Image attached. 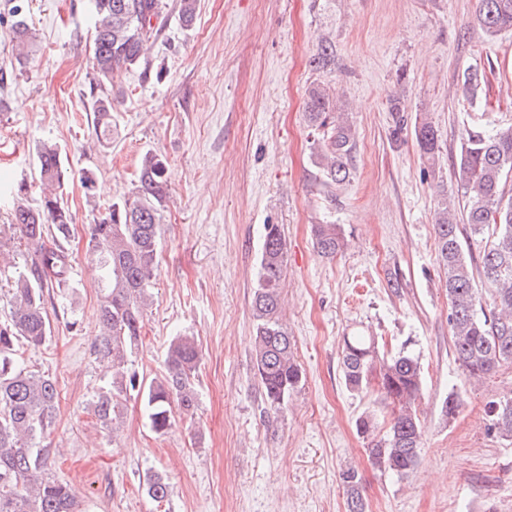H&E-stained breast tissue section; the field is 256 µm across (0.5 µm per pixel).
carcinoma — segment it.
<instances>
[{"mask_svg": "<svg viewBox=\"0 0 512 512\" xmlns=\"http://www.w3.org/2000/svg\"><path fill=\"white\" fill-rule=\"evenodd\" d=\"M197 0H174L178 19L193 23ZM164 0H90L95 19L93 70L113 81L135 65L151 69L147 43L162 30ZM475 22L490 37L512 30V0H478ZM9 37L15 43L16 61L25 64L32 53V36L25 14L13 10ZM334 44L324 41L311 56L310 66L326 70L334 61ZM345 103L327 86L309 91L305 118L317 136L313 163L324 183L341 185L349 180L355 136L344 113ZM95 136L105 143L112 137V95L95 100ZM421 154L436 162L439 152L434 127L422 122L414 127ZM42 197L36 208L17 203L11 224L29 249L26 264L6 295L9 317L0 322V512H83L73 487L45 476L49 448L41 445L53 425L58 391L47 375L19 365L20 348H40L51 335L46 296L71 285L72 265L68 244L73 216L57 193L64 170L56 145L44 143L37 151ZM455 176L467 194L464 216L450 202L437 212L439 267L448 291V326L455 361L471 382H480L496 369L512 364V125L488 132L465 130L456 160ZM168 184L165 159L145 153L138 164L137 184L131 194L112 202L89 227L87 250L101 269L99 324L93 354L112 367V389L93 401L98 420L119 429L123 400L137 391L146 401L150 427L166 433L175 416H188L197 407L195 377L200 352L190 336L171 340L166 352L165 375L148 383L129 371L128 362L143 327L160 255L162 212ZM485 240L480 266L462 240L460 224ZM314 248L334 257L344 240L334 224L314 227ZM287 246L277 224L264 225L263 243L252 291L254 320L252 360L266 401L276 412L284 409L298 390L303 370L295 356V341L283 324L281 288ZM490 288V308L482 304L476 279ZM341 369L345 387L352 393L368 389L377 380L381 399L392 406L390 419L381 424L376 413L366 411L355 429L367 442L372 464L404 478L415 468L422 446V427L416 401L422 391L418 358L402 349L385 356L372 336L343 338ZM489 430L512 439V396L487 405ZM347 491V512H365L358 472L342 473ZM147 495L157 502L169 494V484L157 475L146 483Z\"/></svg>", "mask_w": 512, "mask_h": 512, "instance_id": "cac0c4a2", "label": "carcinoma"}]
</instances>
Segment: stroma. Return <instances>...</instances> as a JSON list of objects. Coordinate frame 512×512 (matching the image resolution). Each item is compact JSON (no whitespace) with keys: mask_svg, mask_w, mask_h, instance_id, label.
I'll use <instances>...</instances> for the list:
<instances>
[{"mask_svg":"<svg viewBox=\"0 0 512 512\" xmlns=\"http://www.w3.org/2000/svg\"><path fill=\"white\" fill-rule=\"evenodd\" d=\"M35 51L19 67L0 0V227L18 184L40 203L36 147L55 143L66 169L61 196L74 216L72 288L55 296L45 347L17 358L56 383V420L45 473L69 482L86 512H346L344 470L361 477L366 512H512V440L488 430V402L512 395V365L470 384L453 356L448 293L437 262L442 201L463 207L454 165L465 129L512 125V31L488 37L473 22L477 0H199L194 24L168 14L150 56L160 73L134 67L115 91L112 140L94 127L93 20L87 0H23ZM336 64L309 65L321 41ZM487 83L463 91V75ZM325 84L347 104L356 132L349 182L323 185L305 121L309 89ZM407 128L390 131L396 119ZM441 144L422 157L415 123ZM167 162L169 199L152 302L131 368L165 370L177 336L202 352L193 416L165 434L129 396L119 432L90 410L111 385L92 354L98 334L96 265L86 253L94 218L130 192L145 152ZM96 173L86 195L80 172ZM287 242L282 319L304 381L281 413L264 399L251 358V293L264 227ZM336 224L345 246L320 256L312 228ZM363 332L381 351L419 360L423 445L400 479L374 467L356 431L379 408L375 389L346 390L344 336ZM457 395L460 408L442 406ZM167 478L166 501L144 492Z\"/></svg>","mask_w":512,"mask_h":512,"instance_id":"obj_1","label":"stroma"}]
</instances>
